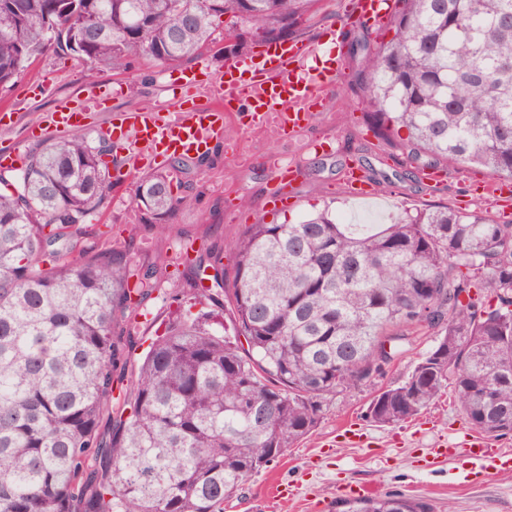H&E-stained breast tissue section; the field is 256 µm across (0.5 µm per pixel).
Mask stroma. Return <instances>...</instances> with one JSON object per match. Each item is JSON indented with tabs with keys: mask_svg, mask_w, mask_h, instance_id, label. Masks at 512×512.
<instances>
[{
	"mask_svg": "<svg viewBox=\"0 0 512 512\" xmlns=\"http://www.w3.org/2000/svg\"><path fill=\"white\" fill-rule=\"evenodd\" d=\"M352 0H322L318 11L302 26L300 37L322 42L331 28L341 29L338 48L343 70L327 86L323 111L309 125L291 134L274 126L253 128L246 113L228 117L203 165L173 171L170 161L155 165L172 173L180 188V203L169 217L164 235L146 224L134 202L136 175L114 188L103 215L94 224L111 225L105 246L129 249L133 259L161 258L174 263L183 247L195 253L223 248L251 224H295L330 209L351 224H381L391 213L416 212L446 206L460 212L480 211L498 223L512 222V207L483 194L497 174L473 165L454 173L410 163L392 140L377 136L367 122L366 98L352 76L362 58L348 52L349 41L360 37L350 15ZM81 60L47 53L39 56L9 88L0 91V149L19 154L46 139L60 136L52 115L65 106L78 107L86 119L83 133L97 135L111 126L115 114L129 109L175 103L202 96L203 85L177 86L176 71L146 63L121 72L104 71L95 84L85 79ZM278 157L296 172L295 204L271 202L275 183L268 161ZM355 164L376 181L377 198L349 197L341 180L346 165ZM140 225L129 239L130 225ZM163 298L150 300L133 333V354L124 384L134 387L142 352L167 319ZM433 334L419 328L403 355L359 389L327 398L317 427L307 438L243 485L224 512H333L349 495L406 494L433 505L436 512H512V469L481 470L451 444L462 442L472 427L460 412L453 390H446L415 418L382 426L365 417L371 396L403 379L432 345ZM363 433L366 441L350 442L346 429Z\"/></svg>",
	"mask_w": 512,
	"mask_h": 512,
	"instance_id": "1",
	"label": "stroma"
}]
</instances>
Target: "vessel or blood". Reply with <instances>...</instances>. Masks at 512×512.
<instances>
[{"instance_id": "b4317fda", "label": "vessel or blood", "mask_w": 512, "mask_h": 512, "mask_svg": "<svg viewBox=\"0 0 512 512\" xmlns=\"http://www.w3.org/2000/svg\"><path fill=\"white\" fill-rule=\"evenodd\" d=\"M395 0H353L358 22L379 24L390 16ZM312 60L311 69L295 71L296 63ZM343 61L335 48L317 50L308 43L270 44L262 51L229 63L224 76L211 82L206 101H184L163 109L123 113L114 137L141 144L132 158L133 169L147 166L151 157L200 156L236 105H245L257 127L277 123L279 131L293 132L308 124L324 106L322 92L338 77Z\"/></svg>"}]
</instances>
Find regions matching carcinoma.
<instances>
[{
	"label": "carcinoma",
	"mask_w": 512,
	"mask_h": 512,
	"mask_svg": "<svg viewBox=\"0 0 512 512\" xmlns=\"http://www.w3.org/2000/svg\"><path fill=\"white\" fill-rule=\"evenodd\" d=\"M318 0H0V89L47 52L86 79L147 60L182 68L224 34L292 39ZM393 36L355 81L375 130L423 166L512 177V0H398ZM105 137L61 136L0 169V512H224L248 478L309 435L327 396L383 372L411 342L433 347L366 417L395 425L446 388L469 423L512 435V224L446 206L389 224H250L224 252L183 260L212 305L177 310L124 392L131 330L167 264L83 246L106 206ZM139 209L162 232L179 197L143 176ZM224 321H215V310ZM112 423L105 437L103 421ZM336 512H435L403 494Z\"/></svg>",
	"instance_id": "cac0c4a2"
}]
</instances>
